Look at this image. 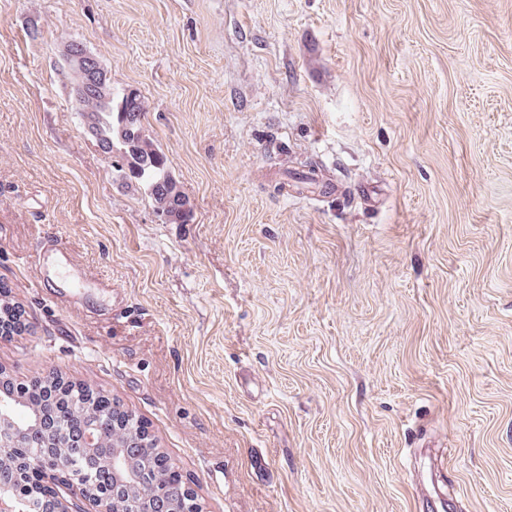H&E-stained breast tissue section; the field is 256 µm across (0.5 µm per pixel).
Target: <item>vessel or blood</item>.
<instances>
[{
  "label": "vessel or blood",
  "mask_w": 512,
  "mask_h": 512,
  "mask_svg": "<svg viewBox=\"0 0 512 512\" xmlns=\"http://www.w3.org/2000/svg\"><path fill=\"white\" fill-rule=\"evenodd\" d=\"M37 259L49 261L48 279L55 290L53 299L68 306L111 295V281L85 264L74 248L58 238L42 240Z\"/></svg>",
  "instance_id": "1"
}]
</instances>
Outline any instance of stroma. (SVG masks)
Returning a JSON list of instances; mask_svg holds the SVG:
<instances>
[{"instance_id":"1","label":"stroma","mask_w":512,"mask_h":512,"mask_svg":"<svg viewBox=\"0 0 512 512\" xmlns=\"http://www.w3.org/2000/svg\"><path fill=\"white\" fill-rule=\"evenodd\" d=\"M82 43L194 219L71 103ZM336 193L279 191L304 161ZM62 238L112 309L34 279ZM0 375L103 392L203 512H512V0H0Z\"/></svg>"}]
</instances>
